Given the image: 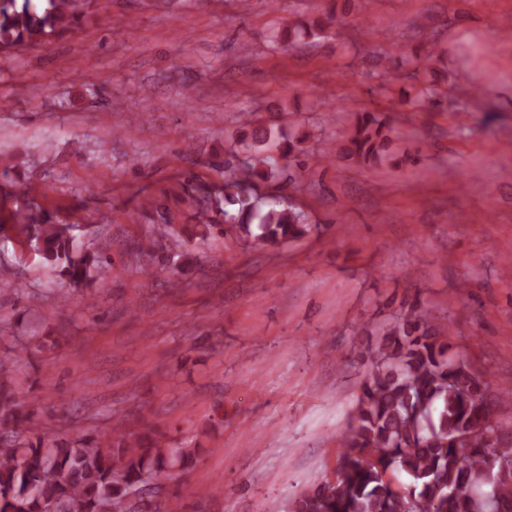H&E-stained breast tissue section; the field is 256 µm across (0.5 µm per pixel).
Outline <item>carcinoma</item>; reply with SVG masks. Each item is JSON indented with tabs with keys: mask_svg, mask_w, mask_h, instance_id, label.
Masks as SVG:
<instances>
[{
	"mask_svg": "<svg viewBox=\"0 0 512 512\" xmlns=\"http://www.w3.org/2000/svg\"><path fill=\"white\" fill-rule=\"evenodd\" d=\"M98 0H0V57L61 39L80 29ZM334 16L303 19L288 36L273 28L270 48L289 50L329 37ZM250 132L237 145L248 153L236 166L224 164V182L200 198L201 213L213 209L241 237L280 245L311 234L315 225L285 195L261 186L286 175L306 153L307 136L275 139L249 119ZM392 127L377 112L351 110L340 146L328 153L365 166L380 163ZM47 191L28 187L27 205L0 218L25 238L60 280L86 288L108 272L104 245L82 247L70 225L54 221L38 199ZM183 224H162L154 234L178 248ZM0 361V512H182L168 498L167 481L187 470L202 452L197 441L174 444L159 432H129L124 422L101 441L91 435L61 439L48 429L25 430L33 413L12 395L13 364ZM368 363L362 396L342 438L336 479L297 495L293 512H496L512 502V478L490 477L491 464L512 462V440L487 443L481 431L500 430L497 404L483 375L450 352L447 328L416 305L401 312L375 343L359 351Z\"/></svg>",
	"mask_w": 512,
	"mask_h": 512,
	"instance_id": "1",
	"label": "carcinoma"
}]
</instances>
